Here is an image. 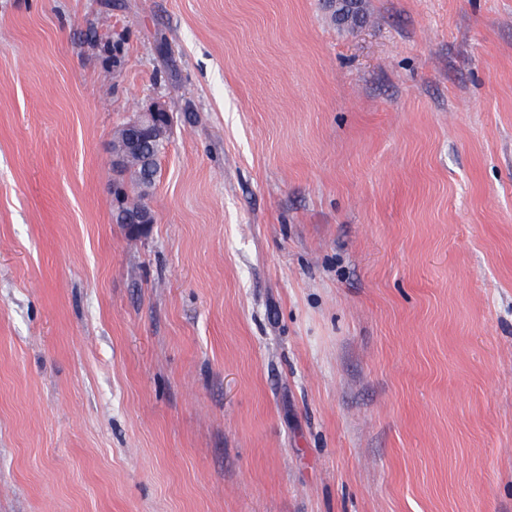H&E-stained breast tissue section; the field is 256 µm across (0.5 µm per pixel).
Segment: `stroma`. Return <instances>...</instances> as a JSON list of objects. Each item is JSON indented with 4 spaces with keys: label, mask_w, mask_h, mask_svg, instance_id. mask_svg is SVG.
<instances>
[{
    "label": "stroma",
    "mask_w": 512,
    "mask_h": 512,
    "mask_svg": "<svg viewBox=\"0 0 512 512\" xmlns=\"http://www.w3.org/2000/svg\"><path fill=\"white\" fill-rule=\"evenodd\" d=\"M365 7L0 0V512H512V0ZM172 123V113L162 103H154L145 112H139L136 117L129 120L122 128L125 129L126 135L124 140L116 142L112 148V166L115 170L124 167L127 161L126 180L130 187L121 181H117L112 186V208L113 211L121 218V224L125 230L131 235H143L148 232L153 220L151 211L147 204L143 207L145 195L142 193L143 186L153 181L147 173L141 158L132 153H140L143 142L150 137L154 128L169 129ZM130 156V157H129ZM126 201V208L129 211L143 210L137 214H127L123 210V203Z\"/></svg>",
    "instance_id": "obj_1"
}]
</instances>
